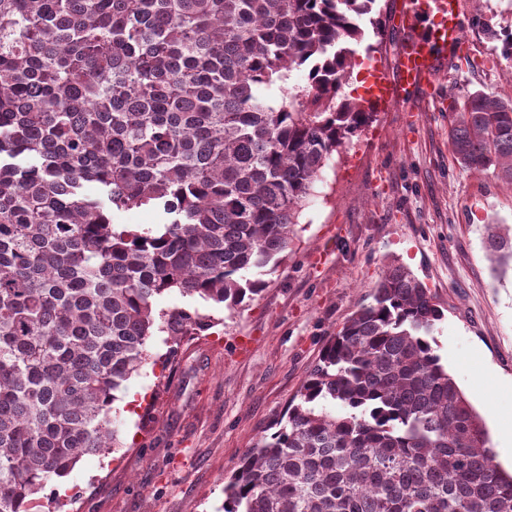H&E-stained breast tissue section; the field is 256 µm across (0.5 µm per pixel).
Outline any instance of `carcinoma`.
I'll list each match as a JSON object with an SVG mask.
<instances>
[{"instance_id": "cac0c4a2", "label": "carcinoma", "mask_w": 512, "mask_h": 512, "mask_svg": "<svg viewBox=\"0 0 512 512\" xmlns=\"http://www.w3.org/2000/svg\"><path fill=\"white\" fill-rule=\"evenodd\" d=\"M375 2L0 0V512H36L116 448L115 392L152 337L172 340L166 365L202 325L157 297L231 310L264 290L251 274L284 260L327 161L374 119L338 92ZM448 136L512 190V99L470 94ZM142 206L169 221L120 222ZM487 250L512 261V234ZM442 316L387 266L224 512H512V473L432 345Z\"/></svg>"}]
</instances>
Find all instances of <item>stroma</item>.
I'll use <instances>...</instances> for the list:
<instances>
[{
	"label": "stroma",
	"instance_id": "35a3bbf8",
	"mask_svg": "<svg viewBox=\"0 0 512 512\" xmlns=\"http://www.w3.org/2000/svg\"><path fill=\"white\" fill-rule=\"evenodd\" d=\"M398 2L377 0L382 28L358 46L340 97H364L368 56L393 75ZM462 9V46L443 59L435 87L377 113L333 154L260 296L232 311L175 291L156 299V309L195 312L206 325L164 371L147 365L129 379L144 398L134 413L113 404L120 465L93 485L108 459L87 455L66 478L82 512H223L225 478L275 431L328 338L393 261L436 296L437 352L482 417L496 461L512 468L495 418L497 399H512V265L486 250L490 225L512 224V191L493 170L462 168L448 142L451 109L469 93L512 97V59L492 37L512 32V0H462Z\"/></svg>",
	"mask_w": 512,
	"mask_h": 512
}]
</instances>
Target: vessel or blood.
I'll return each mask as SVG.
<instances>
[{"mask_svg":"<svg viewBox=\"0 0 512 512\" xmlns=\"http://www.w3.org/2000/svg\"><path fill=\"white\" fill-rule=\"evenodd\" d=\"M392 24L407 38L397 57L396 80L379 71L373 74L369 96L376 101L401 102L434 83L440 54L452 50L461 35L460 0H403Z\"/></svg>","mask_w":512,"mask_h":512,"instance_id":"vessel-or-blood-1","label":"vessel or blood"}]
</instances>
